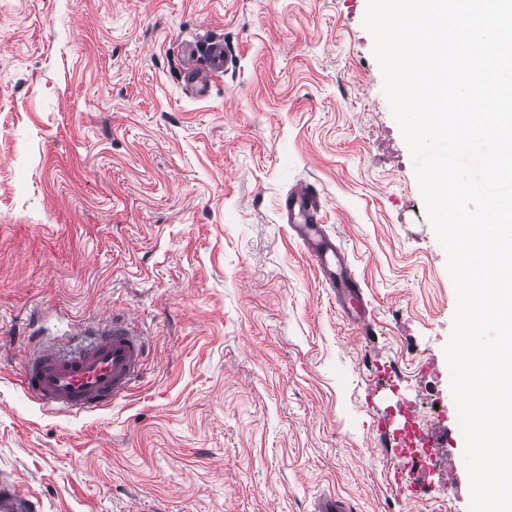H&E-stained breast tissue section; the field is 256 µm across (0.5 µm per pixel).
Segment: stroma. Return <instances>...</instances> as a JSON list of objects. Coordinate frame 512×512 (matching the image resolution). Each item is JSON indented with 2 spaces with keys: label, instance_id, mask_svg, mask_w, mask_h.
<instances>
[{
  "label": "stroma",
  "instance_id": "35a3bbf8",
  "mask_svg": "<svg viewBox=\"0 0 512 512\" xmlns=\"http://www.w3.org/2000/svg\"><path fill=\"white\" fill-rule=\"evenodd\" d=\"M367 0H0V471L47 512H469L454 481L395 496L377 371L407 396L444 353L456 292L383 94ZM232 56L207 97L188 55ZM317 191L359 280L349 319L280 202ZM150 338L103 410L20 386L38 326L112 314Z\"/></svg>",
  "mask_w": 512,
  "mask_h": 512
}]
</instances>
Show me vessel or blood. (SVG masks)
Wrapping results in <instances>:
<instances>
[{"instance_id":"obj_1","label":"vessel or blood","mask_w":512,"mask_h":512,"mask_svg":"<svg viewBox=\"0 0 512 512\" xmlns=\"http://www.w3.org/2000/svg\"><path fill=\"white\" fill-rule=\"evenodd\" d=\"M228 55L221 42L206 46L204 67L188 64L186 81L205 96L215 76L226 71ZM294 234L339 300L350 307L362 303L360 284L335 242L321 223V203L305 185L282 200ZM75 349L48 348L31 341L21 385L40 405L71 413L105 409L128 393L143 376L149 352L147 338L135 332L128 319L115 316L72 334ZM0 512H42V502L16 479L0 475Z\"/></svg>"}]
</instances>
